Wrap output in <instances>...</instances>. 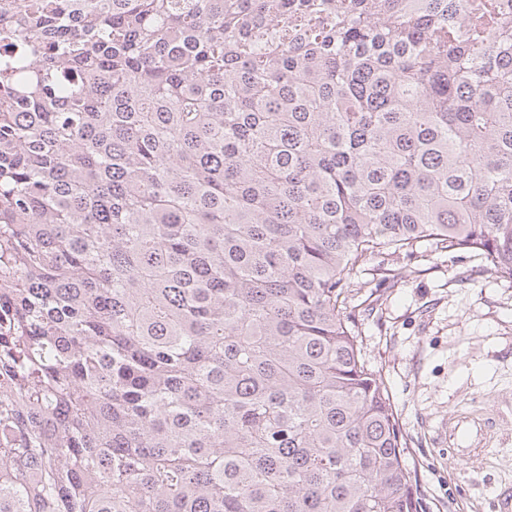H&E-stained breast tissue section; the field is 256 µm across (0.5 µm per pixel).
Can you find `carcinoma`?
<instances>
[{"label":"carcinoma","mask_w":512,"mask_h":512,"mask_svg":"<svg viewBox=\"0 0 512 512\" xmlns=\"http://www.w3.org/2000/svg\"><path fill=\"white\" fill-rule=\"evenodd\" d=\"M428 245L512 279V0H0V512H419Z\"/></svg>","instance_id":"obj_1"}]
</instances>
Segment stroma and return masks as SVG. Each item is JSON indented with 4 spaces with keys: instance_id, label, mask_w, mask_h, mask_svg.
<instances>
[{
    "instance_id": "stroma-1",
    "label": "stroma",
    "mask_w": 512,
    "mask_h": 512,
    "mask_svg": "<svg viewBox=\"0 0 512 512\" xmlns=\"http://www.w3.org/2000/svg\"><path fill=\"white\" fill-rule=\"evenodd\" d=\"M385 264L399 281L357 271L347 314L389 392L422 512H512V280L465 251Z\"/></svg>"
}]
</instances>
